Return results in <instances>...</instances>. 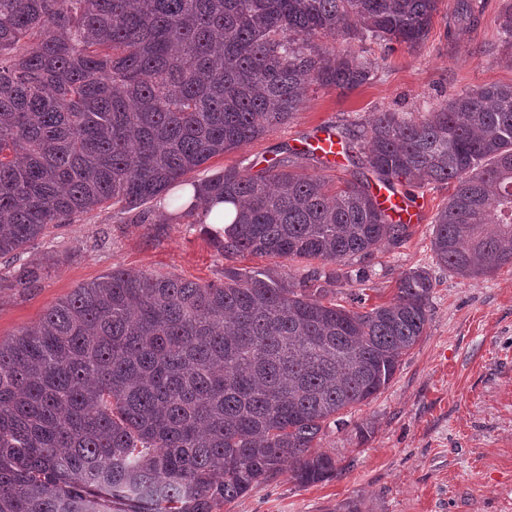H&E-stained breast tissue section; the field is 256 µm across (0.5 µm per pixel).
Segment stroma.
I'll return each instance as SVG.
<instances>
[{
	"mask_svg": "<svg viewBox=\"0 0 512 512\" xmlns=\"http://www.w3.org/2000/svg\"><path fill=\"white\" fill-rule=\"evenodd\" d=\"M457 0H443L427 40L416 50L339 38L335 45L372 63L376 77L342 92L310 85L287 124L252 143L212 158L207 176L229 166L267 167L277 151L299 148L323 127L339 129L380 111L422 112L443 96L488 84H512L499 18L512 0H476L467 29L454 19ZM452 192L445 185L417 191L420 219L398 244H384L362 260L363 284L338 283L330 298L347 304L365 290L370 304L389 302L406 273L425 270L433 283L424 336L406 355L390 384L367 404L346 412V424L328 428L322 451L339 472L299 485L289 473L254 487L221 512H512V268L465 280L450 274L431 250L433 220ZM145 218L98 208L72 224L50 225L16 258L0 259V340L35 325L57 300L118 268L220 282L226 266L262 267L297 274L285 259L219 255L212 240L187 220L163 221L147 204ZM47 266L30 288L14 287L24 265ZM373 429L358 444L356 426Z\"/></svg>",
	"mask_w": 512,
	"mask_h": 512,
	"instance_id": "obj_1",
	"label": "stroma"
}]
</instances>
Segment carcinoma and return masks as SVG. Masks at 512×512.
<instances>
[{
    "label": "carcinoma",
    "instance_id": "cac0c4a2",
    "mask_svg": "<svg viewBox=\"0 0 512 512\" xmlns=\"http://www.w3.org/2000/svg\"><path fill=\"white\" fill-rule=\"evenodd\" d=\"M442 0H0V256L106 205L169 199L170 219L224 199L222 256L303 260L298 282L229 266L221 283L114 269L0 341V512H217L288 466L302 486L338 471L318 450L339 414L374 398L424 336L432 281L389 303L324 302L343 270L408 225L369 183L229 167L167 191L285 124L305 86L373 80L323 38L410 50ZM473 0H457L470 24ZM394 188L453 186L432 251L462 278L512 267V84L338 132ZM339 266L334 272L325 265ZM41 266L22 269L30 288Z\"/></svg>",
    "mask_w": 512,
    "mask_h": 512
}]
</instances>
